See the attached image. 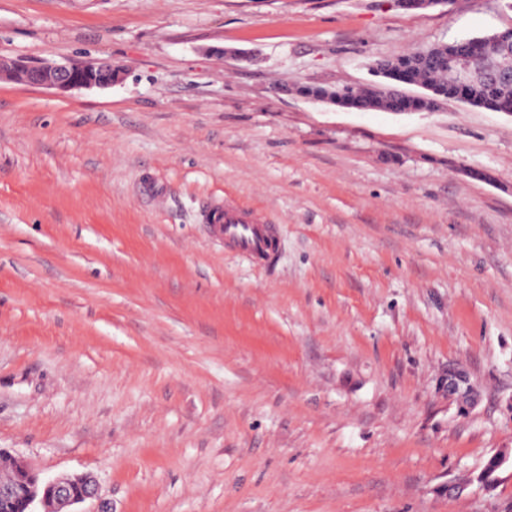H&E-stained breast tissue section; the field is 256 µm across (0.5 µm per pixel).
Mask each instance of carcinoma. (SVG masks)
I'll return each instance as SVG.
<instances>
[{
    "mask_svg": "<svg viewBox=\"0 0 512 512\" xmlns=\"http://www.w3.org/2000/svg\"><path fill=\"white\" fill-rule=\"evenodd\" d=\"M466 47V42L456 41L374 59L373 69L386 81L384 88L387 92L384 94L372 85L300 86L298 92L308 99L329 101L343 108L357 106L365 111L393 112L401 98L399 86L417 85L425 87L426 93L406 98L407 111H433L452 94L446 60ZM469 58L471 79L466 104L498 112L512 107V82L492 78L494 73L512 72V29L501 31L498 40L490 39L473 46Z\"/></svg>",
    "mask_w": 512,
    "mask_h": 512,
    "instance_id": "obj_1",
    "label": "carcinoma"
}]
</instances>
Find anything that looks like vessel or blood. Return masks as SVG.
Segmentation results:
<instances>
[{"mask_svg":"<svg viewBox=\"0 0 512 512\" xmlns=\"http://www.w3.org/2000/svg\"><path fill=\"white\" fill-rule=\"evenodd\" d=\"M205 221L212 236L229 251L260 266L274 263L280 232L267 216L227 203L210 206Z\"/></svg>","mask_w":512,"mask_h":512,"instance_id":"vessel-or-blood-1","label":"vessel or blood"}]
</instances>
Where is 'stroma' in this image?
I'll use <instances>...</instances> for the list:
<instances>
[{
	"instance_id": "stroma-1",
	"label": "stroma",
	"mask_w": 512,
	"mask_h": 512,
	"mask_svg": "<svg viewBox=\"0 0 512 512\" xmlns=\"http://www.w3.org/2000/svg\"><path fill=\"white\" fill-rule=\"evenodd\" d=\"M507 28L512 0H0V55L123 72L0 80V448L91 474L79 512H512L511 466L475 481L512 458V116L295 91ZM224 195L279 224L271 267L199 224ZM121 70L105 60L32 62L0 56V80L8 77L29 86L68 92L75 89L112 87ZM448 393L456 395L462 402H470L474 397V388L463 370L448 373Z\"/></svg>"
}]
</instances>
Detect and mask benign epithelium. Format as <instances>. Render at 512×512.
<instances>
[{
    "label": "benign epithelium",
    "mask_w": 512,
    "mask_h": 512,
    "mask_svg": "<svg viewBox=\"0 0 512 512\" xmlns=\"http://www.w3.org/2000/svg\"><path fill=\"white\" fill-rule=\"evenodd\" d=\"M447 68L449 86L464 92L470 73L469 59L454 56ZM3 77L29 86L68 92L108 88L121 79V70L105 60L38 63L0 56V79ZM448 393L466 403L472 400L474 388L464 371L457 369L448 373ZM504 462V457H494L492 469L476 477L481 487L490 490L497 486L500 477L494 475V471ZM96 494V482L88 473L44 482L25 462L0 449V507L9 512H32L30 506L38 499L48 506L46 512H74L73 505Z\"/></svg>",
    "instance_id": "benign-epithelium-1"
}]
</instances>
